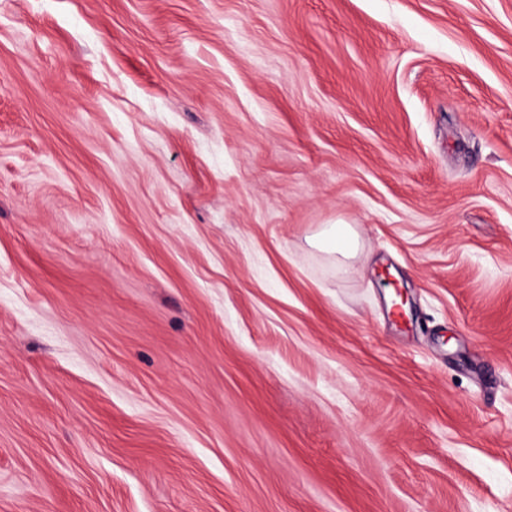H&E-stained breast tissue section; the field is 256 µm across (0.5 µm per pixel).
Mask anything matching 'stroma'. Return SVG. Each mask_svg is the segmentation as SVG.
<instances>
[{"label": "stroma", "instance_id": "obj_1", "mask_svg": "<svg viewBox=\"0 0 512 512\" xmlns=\"http://www.w3.org/2000/svg\"><path fill=\"white\" fill-rule=\"evenodd\" d=\"M0 512H512V0H0ZM323 244L334 252L349 256L357 250L358 240L346 225H333L323 233Z\"/></svg>", "mask_w": 512, "mask_h": 512}]
</instances>
